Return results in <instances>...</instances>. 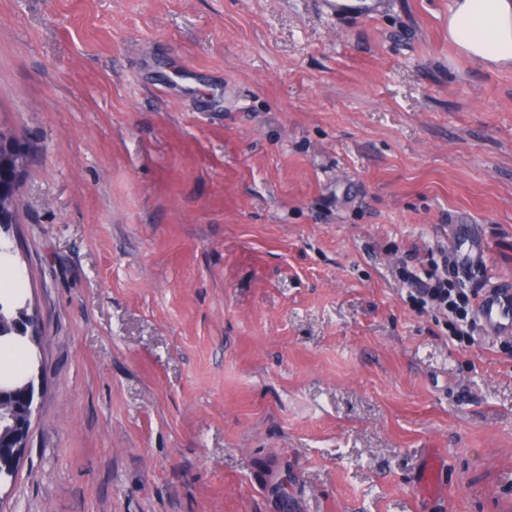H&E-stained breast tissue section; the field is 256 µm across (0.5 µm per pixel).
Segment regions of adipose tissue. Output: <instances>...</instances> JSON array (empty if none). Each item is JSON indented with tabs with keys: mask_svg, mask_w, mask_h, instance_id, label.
<instances>
[{
	"mask_svg": "<svg viewBox=\"0 0 512 512\" xmlns=\"http://www.w3.org/2000/svg\"><path fill=\"white\" fill-rule=\"evenodd\" d=\"M448 40L476 65L512 68V0H451Z\"/></svg>",
	"mask_w": 512,
	"mask_h": 512,
	"instance_id": "1",
	"label": "adipose tissue"
}]
</instances>
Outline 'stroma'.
Listing matches in <instances>:
<instances>
[{
	"label": "stroma",
	"instance_id": "1",
	"mask_svg": "<svg viewBox=\"0 0 512 512\" xmlns=\"http://www.w3.org/2000/svg\"><path fill=\"white\" fill-rule=\"evenodd\" d=\"M449 2L0 0L42 332L0 512L512 504V335L452 339L398 274L462 223L457 287L512 278V70L457 55ZM444 471V460L436 452H432L419 463L413 490L425 499H440L444 490Z\"/></svg>",
	"mask_w": 512,
	"mask_h": 512
}]
</instances>
